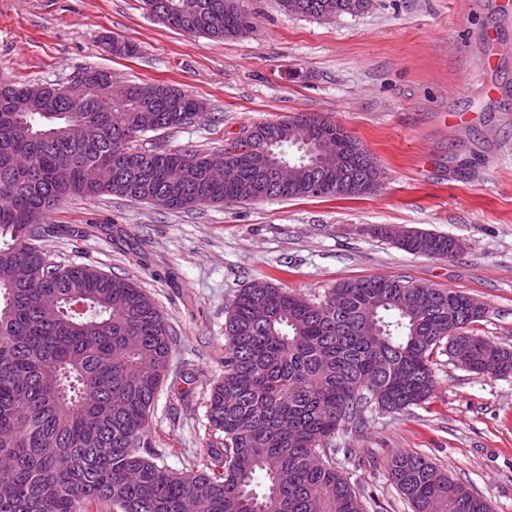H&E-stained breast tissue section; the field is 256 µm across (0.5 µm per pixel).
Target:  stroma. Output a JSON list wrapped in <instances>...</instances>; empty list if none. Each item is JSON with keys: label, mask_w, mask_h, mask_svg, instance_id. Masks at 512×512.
I'll return each mask as SVG.
<instances>
[{"label": "stroma", "mask_w": 512, "mask_h": 512, "mask_svg": "<svg viewBox=\"0 0 512 512\" xmlns=\"http://www.w3.org/2000/svg\"><path fill=\"white\" fill-rule=\"evenodd\" d=\"M255 30L215 40L157 24L143 0H0V79L67 84L83 69L116 83L161 82L206 110L150 132L149 149L211 150L244 127L318 112L355 137L384 171L356 199H275L166 210L105 196L69 199L53 224H110L111 234L53 240L56 260L132 278L167 316L169 378L148 423L146 450L175 471L201 463L211 433L206 396L224 373V319L254 279L319 300L343 279L373 275L479 298L474 333L512 346V0H373L368 12L302 17L279 0H245ZM140 45L112 56L104 41ZM462 239L455 260L413 255L377 226ZM431 401L375 411L342 466L368 512H412L390 482L396 453L420 455L512 512V376H475L433 357ZM189 392L182 400L181 392Z\"/></svg>", "instance_id": "35a3bbf8"}]
</instances>
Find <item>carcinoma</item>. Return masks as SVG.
Segmentation results:
<instances>
[{"label":"carcinoma","instance_id":"1","mask_svg":"<svg viewBox=\"0 0 512 512\" xmlns=\"http://www.w3.org/2000/svg\"><path fill=\"white\" fill-rule=\"evenodd\" d=\"M159 1L166 17L158 23L185 33L241 38L255 27L247 10L224 11L225 0L144 4L152 12ZM301 2L318 18L372 6ZM85 74L94 90L73 86L61 98L0 79V467L10 475L0 512H185L189 501L201 512H366L365 496L336 465L351 453L336 447V432L362 430L373 407L427 402L441 348L469 373L512 374V348L473 333L482 315L468 310L463 292L374 276L343 280L315 302L256 279L227 311L224 375L207 399L224 446L181 473L141 454L168 377L171 326L131 279L51 258L50 238L85 241L109 225L51 224L49 215L67 198L103 195L168 210L349 199L375 192L382 172L355 138L315 112L258 124L251 139L224 149H169L144 165L138 138L190 123L200 115L195 98L144 82L115 101L112 73ZM293 124L347 156L345 171L322 177L306 145L292 141ZM199 157L238 167L239 179L209 181ZM280 165L294 170V182L265 183L261 171ZM398 246L440 259L462 250L457 238L427 232ZM386 468L413 512H491L422 456L400 453Z\"/></svg>","mask_w":512,"mask_h":512}]
</instances>
